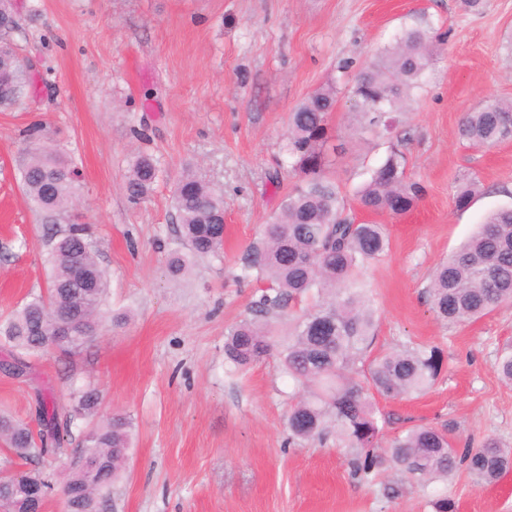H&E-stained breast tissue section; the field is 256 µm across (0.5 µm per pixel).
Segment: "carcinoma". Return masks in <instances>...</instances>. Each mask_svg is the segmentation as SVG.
<instances>
[{"mask_svg":"<svg viewBox=\"0 0 512 512\" xmlns=\"http://www.w3.org/2000/svg\"><path fill=\"white\" fill-rule=\"evenodd\" d=\"M15 12L0 14V110L15 106L28 87L27 70L10 35ZM434 36L427 27L405 30L356 74L351 98L365 129L393 139L405 102L420 88L432 62ZM336 85L314 91L290 114L283 152L300 182L282 201L266 225L263 239L241 258V279L261 286L250 302L253 318L225 330L224 352L235 369L259 362L273 347L270 318L293 302L314 299L289 324L279 356L282 368L299 388L287 425L288 443L323 440L336 434L347 449L353 480L372 483L380 469L404 472L417 484L449 481L464 470L486 483L512 466V451L492 439L478 446L455 442L452 429L416 426L379 449L381 417L375 396L386 399L429 389L443 370L436 346L403 344L372 355L375 313L358 287L359 274L389 246L380 224H357L346 213L344 196L328 179V116L335 108ZM460 134L473 146H492L512 139V101H493L464 115ZM160 176L157 162L142 156L132 166L127 190L134 200L146 197ZM23 190L45 224H59L49 237L51 273L46 294H38L0 321V344L26 358L57 348L74 353L97 333L100 307L108 293L106 273L96 259V243L88 227L75 222L71 203L76 173L71 164L35 137L21 162ZM423 187L409 179L406 157L391 144L368 180L357 190L360 206L370 212L398 215L415 206ZM179 239L183 249L168 262L174 276L193 261L224 250V194L188 172L173 191ZM429 297L436 316L464 324L512 303V206L492 211L478 230L448 260L434 269ZM72 319V336L54 339L55 317ZM497 371L512 383V344L497 354ZM71 406L43 407L41 429L0 417V438L10 455L36 467L18 475L0 476V512H23L32 485L52 484L38 464L57 453L72 436L76 421L95 415L100 404L96 387H77ZM132 420L116 413L85 426L61 490L71 494L72 512H108L112 483L128 460Z\"/></svg>","mask_w":512,"mask_h":512,"instance_id":"cac0c4a2","label":"carcinoma"}]
</instances>
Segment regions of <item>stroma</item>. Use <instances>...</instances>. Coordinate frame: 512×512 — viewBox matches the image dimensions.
I'll use <instances>...</instances> for the list:
<instances>
[{"label": "stroma", "mask_w": 512, "mask_h": 512, "mask_svg": "<svg viewBox=\"0 0 512 512\" xmlns=\"http://www.w3.org/2000/svg\"><path fill=\"white\" fill-rule=\"evenodd\" d=\"M11 36L30 86L0 111V318L50 276L47 225L25 197L20 162L38 129L80 174L72 213L88 224L111 288L95 338L72 355L30 359L24 373L0 347V412L39 429L42 398L69 404L98 388V414L130 415L132 457L112 486V512H512V469L496 482L459 473L410 483L391 469L351 479L335 438L290 446L295 391L276 358L231 370L224 330L250 318L253 281L241 258L299 181L282 164L291 112L328 79L338 88L328 123L326 175L359 223L384 225L389 249L363 271L377 316L376 350L411 341L439 346L444 369L416 398H377L384 439L414 425L452 428L458 442L493 438L512 448V384L496 370L512 342V304L462 325L431 310L435 265L494 208L512 205V140L475 147L464 112L512 99V0H15ZM437 36L436 60L401 116L408 175L424 187L394 216L363 210L355 189L384 157L386 138L350 115L343 62L362 67L405 29ZM141 155L161 170L153 192L131 200L126 177ZM189 170L224 193V254L184 276L172 191ZM470 208L454 198L470 180ZM400 487L398 496L384 493Z\"/></svg>", "instance_id": "stroma-1"}]
</instances>
